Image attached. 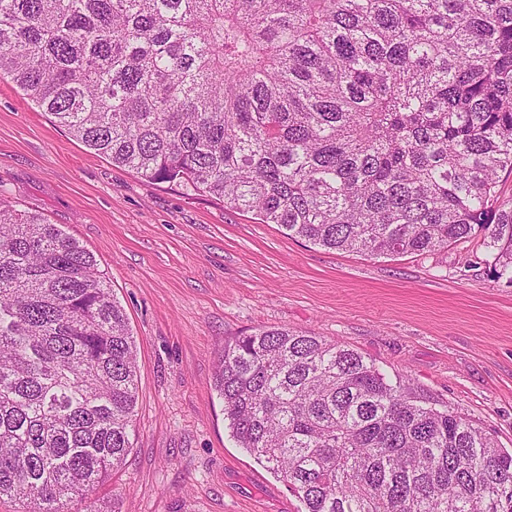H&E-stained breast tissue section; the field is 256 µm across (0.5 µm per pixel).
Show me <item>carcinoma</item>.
Returning a JSON list of instances; mask_svg holds the SVG:
<instances>
[{
    "label": "carcinoma",
    "instance_id": "cac0c4a2",
    "mask_svg": "<svg viewBox=\"0 0 512 512\" xmlns=\"http://www.w3.org/2000/svg\"><path fill=\"white\" fill-rule=\"evenodd\" d=\"M6 78L148 181L370 257L479 230L512 286V0H0ZM215 388L305 512H512V452L355 350L262 328ZM136 404L95 256L0 200V498L102 512Z\"/></svg>",
    "mask_w": 512,
    "mask_h": 512
}]
</instances>
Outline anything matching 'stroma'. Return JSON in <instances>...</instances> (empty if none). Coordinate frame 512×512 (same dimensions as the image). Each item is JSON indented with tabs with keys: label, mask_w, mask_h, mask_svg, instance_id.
I'll return each instance as SVG.
<instances>
[{
	"label": "stroma",
	"mask_w": 512,
	"mask_h": 512,
	"mask_svg": "<svg viewBox=\"0 0 512 512\" xmlns=\"http://www.w3.org/2000/svg\"><path fill=\"white\" fill-rule=\"evenodd\" d=\"M0 198L95 256L137 345L125 465L109 512H304L231 437L215 386L224 344L270 326L353 349L390 380L512 448V287L480 238L433 255L318 248L209 195L94 154L0 80Z\"/></svg>",
	"instance_id": "35a3bbf8"
}]
</instances>
